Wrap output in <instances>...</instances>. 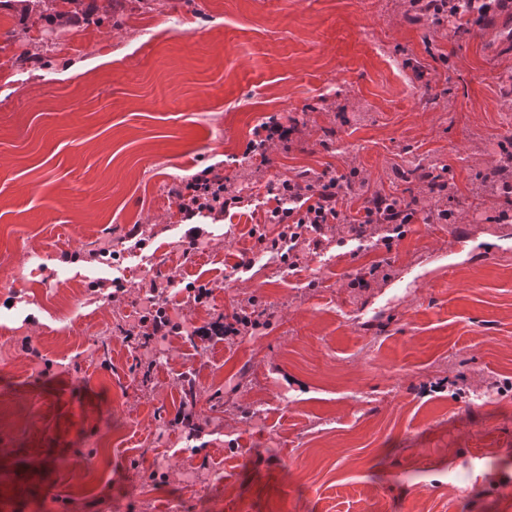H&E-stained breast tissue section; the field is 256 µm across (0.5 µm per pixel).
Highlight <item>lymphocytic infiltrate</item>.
Returning <instances> with one entry per match:
<instances>
[{"mask_svg":"<svg viewBox=\"0 0 512 512\" xmlns=\"http://www.w3.org/2000/svg\"><path fill=\"white\" fill-rule=\"evenodd\" d=\"M354 187L347 175L326 170L316 180L298 176L282 180L275 195L276 205L267 210L266 223L280 225L276 237L267 240L264 249L273 254L302 248L311 253L323 251L330 240L345 242L367 237L372 225H385L386 231L372 240L373 247L392 249L397 237L403 236L405 225L423 221L448 220L447 210L432 211L421 205L419 199L409 203H395L393 197L375 195L366 200L363 214L350 216L343 209L345 198ZM172 196L180 202L186 219L207 212L229 215L240 207L245 195L239 186L219 176L207 173L194 175L174 187ZM164 286L157 281L141 284L139 300L144 309L143 322L151 336L170 335L175 325L159 301Z\"/></svg>","mask_w":512,"mask_h":512,"instance_id":"1","label":"lymphocytic infiltrate"}]
</instances>
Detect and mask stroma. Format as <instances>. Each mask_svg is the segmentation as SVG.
<instances>
[{
    "instance_id": "35a3bbf8",
    "label": "stroma",
    "mask_w": 512,
    "mask_h": 512,
    "mask_svg": "<svg viewBox=\"0 0 512 512\" xmlns=\"http://www.w3.org/2000/svg\"><path fill=\"white\" fill-rule=\"evenodd\" d=\"M92 4L53 29L0 8V489L18 494L0 512H512V391L491 390L512 382V235L474 189L512 133V14L458 36L407 20L409 0H124L119 26ZM50 30L49 66L22 78L14 55ZM272 117L292 148L248 181L252 206L185 220L172 187L239 180ZM418 163L450 167L434 205L456 223L302 250L292 271L259 244L277 180L358 168L353 213L421 195L395 174ZM463 224L488 260L454 250ZM134 249L176 279L180 325L138 349L120 333L143 315ZM249 296L258 335H184Z\"/></svg>"
}]
</instances>
